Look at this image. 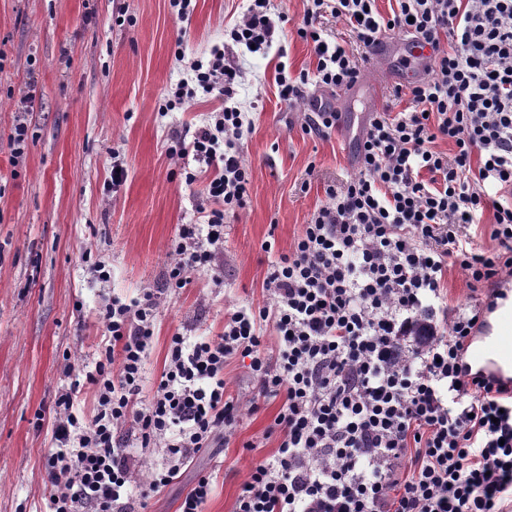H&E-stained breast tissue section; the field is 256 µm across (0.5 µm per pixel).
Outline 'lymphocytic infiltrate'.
<instances>
[{"mask_svg": "<svg viewBox=\"0 0 512 512\" xmlns=\"http://www.w3.org/2000/svg\"><path fill=\"white\" fill-rule=\"evenodd\" d=\"M297 36L314 71L278 64V97L290 105L309 84L352 87L361 51L394 32L431 49L426 77L407 85L410 105L371 113L355 148L357 172L328 186L289 253L271 261L263 304L227 311L214 339L174 334L151 392L143 390L160 294L143 289L125 302L103 298L118 357L84 366V381L53 405L55 446L46 460L50 512H135L140 472L123 434L141 447L163 443L173 463L152 470L148 486L171 483L202 449L226 443L243 421L224 371L244 363L253 401L280 399L270 433L276 452L254 461L235 512H504L512 493V389L470 372L462 345L481 330L500 287L512 279V0H306ZM352 40L332 39L325 18ZM288 21L274 0H249L227 32L263 53ZM189 79L171 88L167 108L197 94L216 108L194 132L174 133L173 157L208 171L196 210L171 253L168 285L224 247V221L247 204L242 141L252 123L237 97L243 70L212 46L208 61L184 64ZM453 143L447 156L436 140ZM494 217V251L470 229ZM458 264L484 298L435 319L443 280ZM273 331L274 345L265 333ZM93 385L91 412L78 404Z\"/></svg>", "mask_w": 512, "mask_h": 512, "instance_id": "1", "label": "lymphocytic infiltrate"}]
</instances>
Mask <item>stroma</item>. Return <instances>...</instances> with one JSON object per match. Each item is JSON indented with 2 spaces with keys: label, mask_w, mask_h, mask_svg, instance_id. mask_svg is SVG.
<instances>
[{
  "label": "stroma",
  "mask_w": 512,
  "mask_h": 512,
  "mask_svg": "<svg viewBox=\"0 0 512 512\" xmlns=\"http://www.w3.org/2000/svg\"><path fill=\"white\" fill-rule=\"evenodd\" d=\"M243 0H196L186 58H208L212 45L243 63L239 91L252 128L243 140L250 197L224 229V249L208 271L183 288L167 289V261L178 228L196 221L204 182L186 184L192 158L169 156L171 134L198 128L216 106L197 96L159 115L186 72L174 59L180 22L170 0H0V512H48L51 486L45 459L54 446L52 405L68 386L64 358L93 359L109 343L97 306L101 295L137 297L160 288L146 386L159 377L174 333L220 336L224 311L261 303L271 260L289 252L304 224L326 199V188L353 175L354 142L362 107L402 111L394 98L404 78L397 67L378 75L366 65L364 101L350 93L309 87L341 112L345 130L328 138L305 135L307 105L285 107L277 97L276 67L291 74L313 69L300 40L305 0H282L288 14L284 45L249 56L226 40ZM28 138L14 156L10 138L18 114ZM127 178L112 186V154ZM317 176L307 180L306 170ZM271 243L264 251L263 243ZM104 261L109 282L92 280L84 253ZM279 401L260 403L229 446L207 448L166 488L147 493L144 512H176L198 473L215 482L205 512H233L253 460L277 444L267 434ZM255 450H245V442Z\"/></svg>",
  "instance_id": "35a3bbf8"
}]
</instances>
